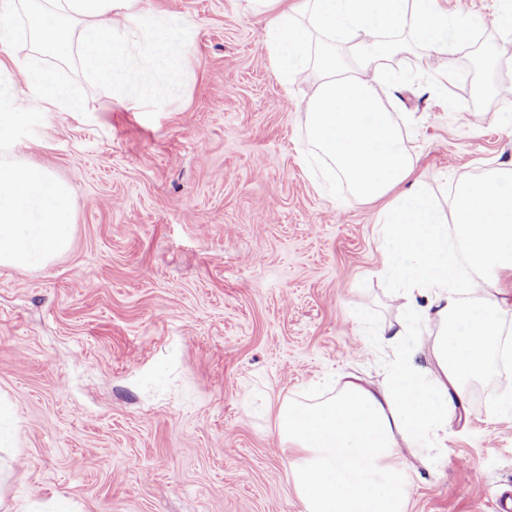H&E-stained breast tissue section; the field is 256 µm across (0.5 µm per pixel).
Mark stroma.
<instances>
[{"label": "stroma", "mask_w": 512, "mask_h": 512, "mask_svg": "<svg viewBox=\"0 0 512 512\" xmlns=\"http://www.w3.org/2000/svg\"><path fill=\"white\" fill-rule=\"evenodd\" d=\"M187 22L179 97L132 109L76 57L46 60L84 109L20 99L25 160L66 182L74 238L54 263L0 267V393L21 444L0 492L76 512H303L275 415L394 361L379 330L404 322L375 274L378 204L323 184L304 107L316 72L283 85L266 18L246 0H141ZM380 91L441 208L512 161V95L478 103L447 68L483 60L504 85L512 34L481 28L447 55L414 32ZM512 359L474 381L441 452L422 448L407 512L512 507V415L495 410Z\"/></svg>", "instance_id": "1"}]
</instances>
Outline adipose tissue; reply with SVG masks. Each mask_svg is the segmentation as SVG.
<instances>
[{
    "label": "adipose tissue",
    "instance_id": "adipose-tissue-1",
    "mask_svg": "<svg viewBox=\"0 0 512 512\" xmlns=\"http://www.w3.org/2000/svg\"><path fill=\"white\" fill-rule=\"evenodd\" d=\"M140 0H0V49L18 38L25 14L31 56L0 58V265L46 266L71 242L73 210L67 185L18 160L11 130L16 98L71 112L81 109L68 86L42 62L76 56L89 77L110 84L129 107L179 96L190 35L164 14L143 18ZM269 13L268 61L285 83L316 66L321 81L304 123L328 180L343 177L353 197L383 201L380 276L407 302L409 323L382 332L396 353L376 387L350 380L319 402H288L276 414L290 475L303 512H404L407 472L417 449H439L448 422L466 399L468 380L489 372L501 354L505 299L493 295L499 276L512 275V162L461 183L441 211L414 176V158L377 92L397 85L390 61L393 34L412 30L437 51L453 52L462 30L438 0H248ZM309 16L330 48L313 51L299 26ZM347 45L339 55L334 45ZM351 63H344V56ZM19 79H10L12 70ZM427 293L418 307L416 296ZM432 324L429 363L409 325Z\"/></svg>",
    "mask_w": 512,
    "mask_h": 512
}]
</instances>
